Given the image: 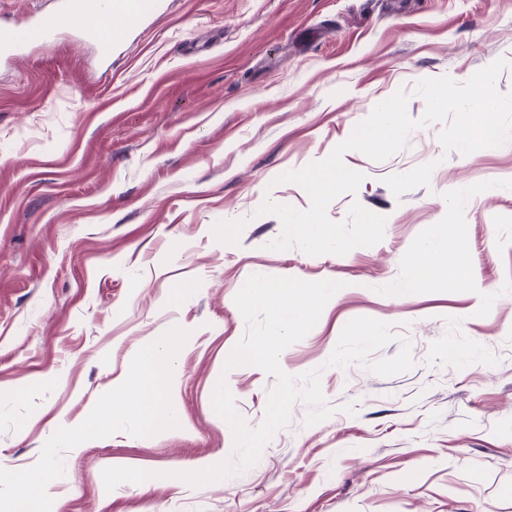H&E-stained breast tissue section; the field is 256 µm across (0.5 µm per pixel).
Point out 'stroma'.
I'll return each instance as SVG.
<instances>
[{"instance_id":"1","label":"stroma","mask_w":512,"mask_h":512,"mask_svg":"<svg viewBox=\"0 0 512 512\" xmlns=\"http://www.w3.org/2000/svg\"><path fill=\"white\" fill-rule=\"evenodd\" d=\"M55 0H0L30 41L0 65V461L34 466L119 384L144 345L189 330L176 369L179 428L124 432L63 455L52 512H512V141L445 151L441 124L413 131L363 174L353 203L385 216L383 239L344 255L270 249L264 200L308 209L281 174L327 158L398 90L420 119L424 78L467 81L500 58L512 92V0H154L104 63L96 36L54 20ZM53 21L35 37L32 14ZM470 271L409 287L428 246ZM254 274L342 282L317 324L279 357L320 370L332 415L296 402L258 462L201 487L180 471L230 456L212 407L226 380L248 426L277 380L224 371L246 323L234 298ZM368 317L411 343L413 367L383 377L328 366L343 327ZM353 413H344V406ZM152 479L104 487L105 468Z\"/></svg>"}]
</instances>
